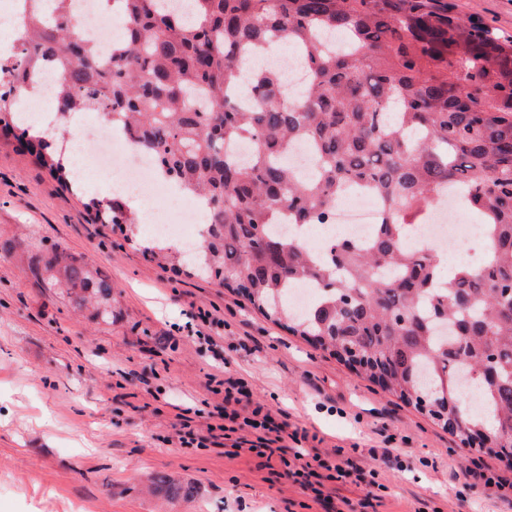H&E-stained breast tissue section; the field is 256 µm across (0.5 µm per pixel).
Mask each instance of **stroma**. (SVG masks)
<instances>
[{
    "mask_svg": "<svg viewBox=\"0 0 512 512\" xmlns=\"http://www.w3.org/2000/svg\"><path fill=\"white\" fill-rule=\"evenodd\" d=\"M512 35V0H449ZM62 187L15 140L0 137V512H335L285 475L279 458L206 433L218 381H248L253 400L299 428L308 453L377 471L362 512H512L493 487L464 489L474 459L506 470L414 405L266 319L241 295L160 268L143 236L96 223L94 196ZM61 248L99 267L118 299L93 319L40 287L32 269ZM215 321L199 342L198 309ZM397 456L392 469L383 453ZM193 486L149 490L148 476Z\"/></svg>",
    "mask_w": 512,
    "mask_h": 512,
    "instance_id": "stroma-1",
    "label": "stroma"
}]
</instances>
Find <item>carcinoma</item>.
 Returning <instances> with one entry per match:
<instances>
[{"mask_svg": "<svg viewBox=\"0 0 512 512\" xmlns=\"http://www.w3.org/2000/svg\"><path fill=\"white\" fill-rule=\"evenodd\" d=\"M114 1L126 26L107 65L67 0L53 16L29 14L27 38L0 56V130H19L35 162L72 186L58 147L16 119V96L54 63L61 111L117 114L160 176L205 201L194 259L146 241L162 266L241 293L331 356L356 350L364 379L381 372L403 401L456 405L466 428L512 448V35L461 19L447 0H191L187 19L156 0H104ZM277 43L298 51L305 84L292 93L266 66L239 107L237 53ZM298 143L318 157L309 177L283 161ZM350 190L382 206L368 247L341 241L318 258L280 235L281 210L324 224ZM451 191L482 217L491 260L447 279L407 232ZM84 206L102 224L136 223L116 197ZM36 277L112 315V282L89 264L55 250ZM303 280L324 294L299 313L288 291ZM484 356L489 383L473 377Z\"/></svg>", "mask_w": 512, "mask_h": 512, "instance_id": "cac0c4a2", "label": "carcinoma"}]
</instances>
